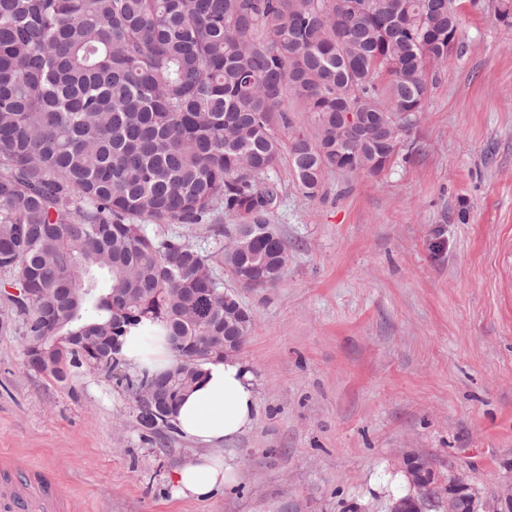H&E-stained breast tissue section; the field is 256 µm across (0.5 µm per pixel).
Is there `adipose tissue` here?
<instances>
[{"instance_id": "1", "label": "adipose tissue", "mask_w": 512, "mask_h": 512, "mask_svg": "<svg viewBox=\"0 0 512 512\" xmlns=\"http://www.w3.org/2000/svg\"><path fill=\"white\" fill-rule=\"evenodd\" d=\"M119 357L132 374L161 373L175 362L160 325L145 321L129 327L120 339ZM199 379L170 416L182 438L197 451L168 478L173 498L205 501L237 483L233 458L220 447L250 430L257 417L258 393L248 364L236 355L199 365Z\"/></svg>"}]
</instances>
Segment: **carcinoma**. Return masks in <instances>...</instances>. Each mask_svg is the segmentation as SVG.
Masks as SVG:
<instances>
[{"instance_id":"obj_1","label":"carcinoma","mask_w":512,"mask_h":512,"mask_svg":"<svg viewBox=\"0 0 512 512\" xmlns=\"http://www.w3.org/2000/svg\"><path fill=\"white\" fill-rule=\"evenodd\" d=\"M455 0H0V269L26 364L64 383L119 362L102 338L160 323L176 363L130 377L195 385L224 304L254 313L214 273L257 258L288 268L264 177L288 158L309 197L326 171L383 173L423 111L429 66L448 57ZM311 133L280 136L288 99ZM345 112H382L362 132ZM253 225L249 255L201 250L153 224H205L217 205ZM95 299V315L86 303ZM146 430L168 415L137 407Z\"/></svg>"}]
</instances>
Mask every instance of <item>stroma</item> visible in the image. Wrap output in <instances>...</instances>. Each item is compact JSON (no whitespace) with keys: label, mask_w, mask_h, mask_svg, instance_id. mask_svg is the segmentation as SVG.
Returning a JSON list of instances; mask_svg holds the SVG:
<instances>
[{"label":"stroma","mask_w":512,"mask_h":512,"mask_svg":"<svg viewBox=\"0 0 512 512\" xmlns=\"http://www.w3.org/2000/svg\"><path fill=\"white\" fill-rule=\"evenodd\" d=\"M447 59L393 167L331 171L306 196L266 176L290 261L271 288L237 289L255 320L241 359L255 427L225 445L239 485L172 498L192 450L137 421L121 382L81 366L54 382L25 362L0 296V454L55 480L85 512H389L408 459L480 499L512 483V27L495 0H459Z\"/></svg>","instance_id":"1"}]
</instances>
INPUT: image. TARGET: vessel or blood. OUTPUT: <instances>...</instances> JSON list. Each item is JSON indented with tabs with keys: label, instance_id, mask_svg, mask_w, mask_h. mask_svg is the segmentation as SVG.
Instances as JSON below:
<instances>
[{
	"label": "vessel or blood",
	"instance_id": "vessel-or-blood-1",
	"mask_svg": "<svg viewBox=\"0 0 512 512\" xmlns=\"http://www.w3.org/2000/svg\"><path fill=\"white\" fill-rule=\"evenodd\" d=\"M24 467L11 457L0 458V512H57L60 501L54 480L31 488Z\"/></svg>",
	"mask_w": 512,
	"mask_h": 512
}]
</instances>
